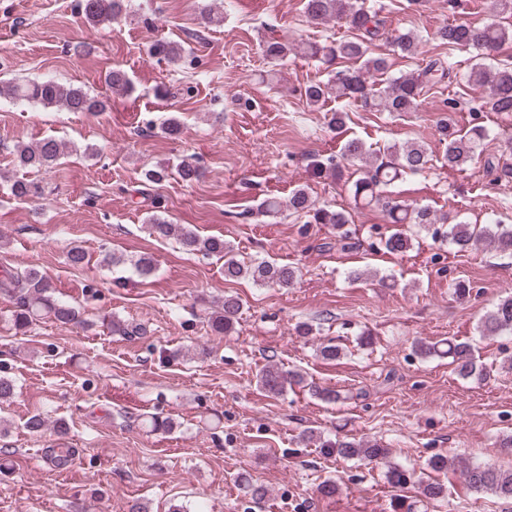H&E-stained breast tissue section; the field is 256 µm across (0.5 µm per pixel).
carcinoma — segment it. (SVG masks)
<instances>
[{"instance_id": "1", "label": "carcinoma", "mask_w": 512, "mask_h": 512, "mask_svg": "<svg viewBox=\"0 0 512 512\" xmlns=\"http://www.w3.org/2000/svg\"><path fill=\"white\" fill-rule=\"evenodd\" d=\"M129 0H80L79 7L90 24L116 22L127 14ZM383 8L367 4V0H305V13L310 22L319 24L328 20L344 23L348 28L361 33L355 40L336 41L330 45L311 47V55H321L330 60L346 59L358 62L356 67L338 68L329 73L325 83H312L305 88L306 99L318 103L331 91L336 97L359 102L376 112H414L420 106L424 88L453 81L454 63L444 58H434L425 65L388 80L383 85L372 81L376 73L388 69L387 58L368 55V44L379 39L386 28ZM434 39L448 48H475L483 56L473 63L467 74V82L488 90L481 108L491 112H512V66L493 65L490 56L503 44L512 41V29L496 23L473 26L467 23L444 25L437 29ZM203 40L198 30L180 43L164 39L155 40L149 55L172 65L181 63L185 55L193 52L192 43ZM417 36L403 33L396 36L393 46L403 55L412 56L417 51ZM105 83L114 91L130 87L127 73L120 67L112 68L105 76ZM0 97L14 102L40 105L44 108H59L68 112L99 114L107 110V101L90 95L81 86L62 84L54 80L32 79L23 83H0ZM436 135L445 145L444 160L448 167L460 168L474 160L482 151L489 136L488 129L474 123L468 129L457 127L448 115H443L436 126ZM17 166L38 170L54 166L63 155V145L54 138H45L34 145H18L15 148ZM341 159L355 167L357 178L351 181L354 201L381 209L391 224H413L431 233L433 240L448 245L457 253L467 252L479 246L502 256L512 257V224H472L460 220L448 223V218L439 217L428 207L409 208L383 194L382 187L403 179L407 175L423 172L431 162L429 149L417 142L393 144L386 148L385 157L372 155L365 143L356 137L347 139L341 147ZM177 174L185 182L201 176V168L188 160L177 166ZM11 194L24 200L36 201L43 196L38 182L25 179L10 181ZM312 219L314 224H328L336 230L337 241L346 248L353 247L351 237L345 229L350 223L349 213L344 209L316 207L304 188H296L288 196V203L269 197L259 204L260 212L267 216L279 213L283 207ZM150 234L157 238L175 237L182 247L190 252L219 256L224 259V280L247 279L257 286L281 288L294 284L298 270L287 264L261 259L249 262L238 258L234 247L219 236L201 237L186 225L172 224L164 217L153 214L148 218ZM381 249L390 254L406 252L411 237L398 230L380 240ZM0 295L13 304L8 321L14 329L23 331L34 322L50 319L60 325L80 321L79 311L69 302L58 298L49 280L34 268L9 270L0 275ZM240 301L233 295L224 296L221 308L208 318L209 327L217 334L228 335L235 330L240 313ZM484 336L512 335V296L500 300L482 320ZM448 357L455 365L456 373L463 379L487 378L485 366L474 356L467 342L448 341ZM305 381L299 371L284 370L276 364L265 365L257 374L259 387L266 393L278 396L293 385ZM302 440L316 442L324 453L342 459L357 458L368 465L381 466L386 482L393 488L417 486L421 496L437 500L445 496L446 488L439 482H426L413 469L390 461V451L380 441L348 438L325 439L307 430ZM462 472L469 487L477 492H490L496 496L512 499V470L496 465L463 463ZM241 492L246 496L261 498L266 495L264 486L247 475L239 478Z\"/></svg>"}]
</instances>
